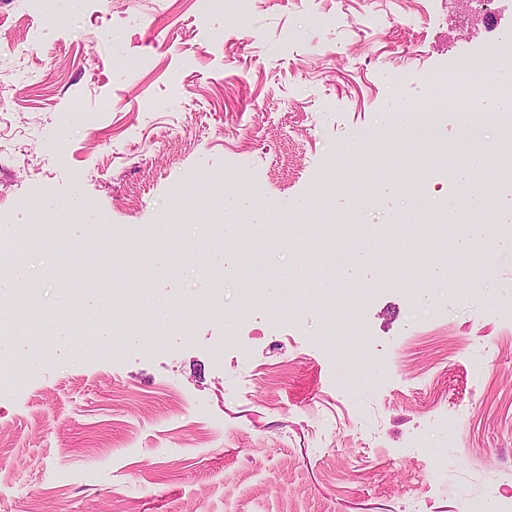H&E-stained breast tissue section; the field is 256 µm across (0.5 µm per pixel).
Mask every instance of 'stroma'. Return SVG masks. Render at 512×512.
<instances>
[{
    "label": "stroma",
    "mask_w": 512,
    "mask_h": 512,
    "mask_svg": "<svg viewBox=\"0 0 512 512\" xmlns=\"http://www.w3.org/2000/svg\"><path fill=\"white\" fill-rule=\"evenodd\" d=\"M0 0V225L39 202L41 220L84 224L135 255L168 225L207 238L230 221L212 180L247 185L263 231L349 241L357 200L338 184L402 181V156L363 143L384 113L422 111L427 76L490 41L512 11L486 0ZM80 109H72V102ZM69 137L49 153L61 120ZM77 199L81 208L65 211ZM294 269L264 250L237 276L179 256L145 282L165 321L138 343L136 305L105 320L117 344L35 354L0 387V512H489L512 500V254L482 282L367 284L344 306L307 295L324 255ZM53 318L60 289L122 271L94 247L26 256ZM280 287V312L243 281ZM459 422L449 445L434 417Z\"/></svg>",
    "instance_id": "stroma-1"
}]
</instances>
